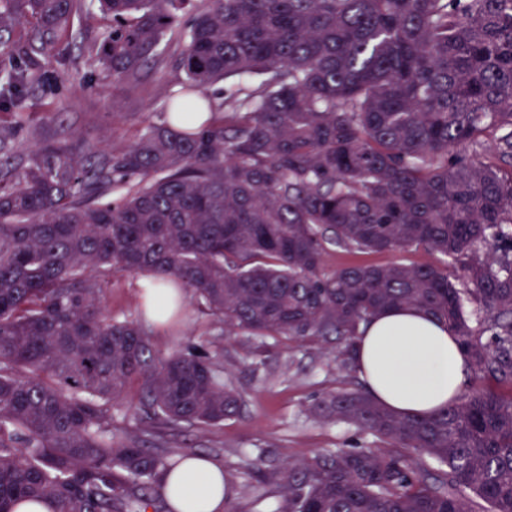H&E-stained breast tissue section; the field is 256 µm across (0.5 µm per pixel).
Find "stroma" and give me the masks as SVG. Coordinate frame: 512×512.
I'll return each instance as SVG.
<instances>
[{
	"label": "stroma",
	"mask_w": 512,
	"mask_h": 512,
	"mask_svg": "<svg viewBox=\"0 0 512 512\" xmlns=\"http://www.w3.org/2000/svg\"><path fill=\"white\" fill-rule=\"evenodd\" d=\"M80 37L62 43L42 61L44 82L29 93L20 109H0V132L14 146V162H24L29 147L62 136L68 144H117L147 123L164 118V91L177 73L173 68L149 73L139 84L103 81L88 47L105 35L98 14L84 12L76 22ZM423 248L396 253L329 250L326 268L350 262L425 263ZM224 376L243 394L238 416L217 430L187 428L176 445L220 462L232 482L234 512H276L291 461L329 456L341 448H368L372 436L354 426L322 419L316 404L326 395L349 389L351 376L336 359L335 347L322 339L226 336Z\"/></svg>",
	"instance_id": "1"
}]
</instances>
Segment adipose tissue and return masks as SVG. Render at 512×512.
<instances>
[{"label": "adipose tissue", "instance_id": "adipose-tissue-1", "mask_svg": "<svg viewBox=\"0 0 512 512\" xmlns=\"http://www.w3.org/2000/svg\"><path fill=\"white\" fill-rule=\"evenodd\" d=\"M470 361L447 328L425 312L399 308L376 316L357 339L355 369L373 397L400 414L429 415L461 394ZM187 496L207 512H224V469L200 458L184 462Z\"/></svg>", "mask_w": 512, "mask_h": 512}]
</instances>
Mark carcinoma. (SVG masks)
I'll use <instances>...</instances> for the list:
<instances>
[{
  "label": "carcinoma",
  "mask_w": 512,
  "mask_h": 512,
  "mask_svg": "<svg viewBox=\"0 0 512 512\" xmlns=\"http://www.w3.org/2000/svg\"><path fill=\"white\" fill-rule=\"evenodd\" d=\"M89 1L105 77L181 76L164 121L108 151L46 141L15 167L0 135V512H173L160 481L192 452L168 435L243 404L219 343L154 347L157 325L184 334L186 294L212 336L332 338L349 369L373 317L415 307L509 387L431 416L327 396L377 448L290 465L276 512H512V0H0V32L30 30L0 100L42 83ZM330 245L422 247L459 275L328 272ZM125 274L147 284L119 318L105 284Z\"/></svg>",
  "instance_id": "cac0c4a2"
}]
</instances>
